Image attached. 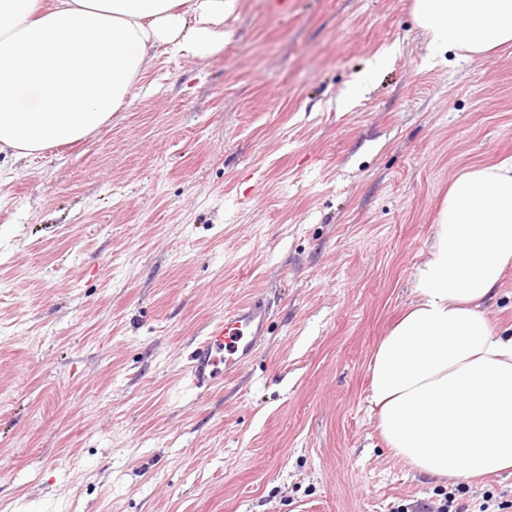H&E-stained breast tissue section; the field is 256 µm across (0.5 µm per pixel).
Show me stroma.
<instances>
[{
	"label": "stroma",
	"mask_w": 512,
	"mask_h": 512,
	"mask_svg": "<svg viewBox=\"0 0 512 512\" xmlns=\"http://www.w3.org/2000/svg\"><path fill=\"white\" fill-rule=\"evenodd\" d=\"M135 93L0 154V512H428L368 364L454 178L512 155V44L433 54L411 0H239ZM251 297L264 340L199 392L190 352Z\"/></svg>",
	"instance_id": "35a3bbf8"
}]
</instances>
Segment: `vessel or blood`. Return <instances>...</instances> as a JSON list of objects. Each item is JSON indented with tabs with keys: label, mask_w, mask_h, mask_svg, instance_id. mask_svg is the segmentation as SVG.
Instances as JSON below:
<instances>
[{
	"label": "vessel or blood",
	"mask_w": 512,
	"mask_h": 512,
	"mask_svg": "<svg viewBox=\"0 0 512 512\" xmlns=\"http://www.w3.org/2000/svg\"><path fill=\"white\" fill-rule=\"evenodd\" d=\"M267 321L266 302L251 298L215 323L191 354L186 372L190 385L207 390L237 371L253 356Z\"/></svg>",
	"instance_id": "obj_1"
}]
</instances>
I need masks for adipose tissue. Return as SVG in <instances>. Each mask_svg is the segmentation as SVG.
Wrapping results in <instances>:
<instances>
[{
  "instance_id": "ef3b65f1",
  "label": "adipose tissue",
  "mask_w": 512,
  "mask_h": 512,
  "mask_svg": "<svg viewBox=\"0 0 512 512\" xmlns=\"http://www.w3.org/2000/svg\"><path fill=\"white\" fill-rule=\"evenodd\" d=\"M239 0H0V153L70 144L129 104L158 50L213 53ZM436 52L512 43V0H412ZM512 268V156L442 200L414 300L377 345L368 402L389 452L438 483L512 474V334L488 310Z\"/></svg>"
}]
</instances>
